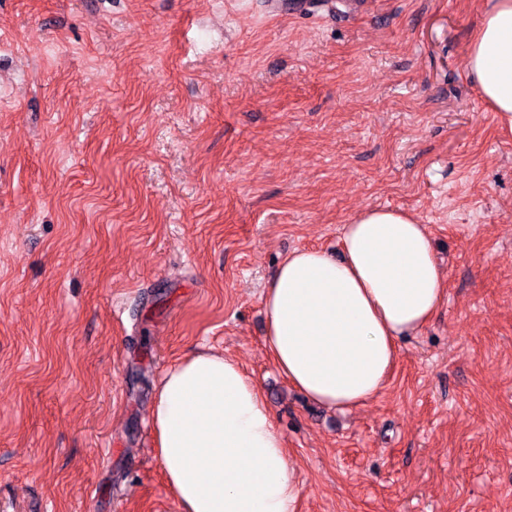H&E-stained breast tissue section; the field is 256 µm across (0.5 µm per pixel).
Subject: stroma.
Wrapping results in <instances>:
<instances>
[{
    "instance_id": "1",
    "label": "stroma",
    "mask_w": 512,
    "mask_h": 512,
    "mask_svg": "<svg viewBox=\"0 0 512 512\" xmlns=\"http://www.w3.org/2000/svg\"><path fill=\"white\" fill-rule=\"evenodd\" d=\"M0 0V512H184L150 410L224 352L297 512H512V134L466 72L485 0ZM426 224L446 298L330 410L266 346L285 255Z\"/></svg>"
}]
</instances>
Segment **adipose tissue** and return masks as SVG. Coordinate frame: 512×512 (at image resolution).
Instances as JSON below:
<instances>
[{"label": "adipose tissue", "instance_id": "obj_1", "mask_svg": "<svg viewBox=\"0 0 512 512\" xmlns=\"http://www.w3.org/2000/svg\"><path fill=\"white\" fill-rule=\"evenodd\" d=\"M466 70L512 131V0H489ZM342 258L292 251L262 295L266 348L288 381L328 408L383 389L400 340L443 304L427 225L368 208L345 225ZM165 477L186 512H296L297 467L258 386L223 353L200 351L162 377L151 409Z\"/></svg>", "mask_w": 512, "mask_h": 512}]
</instances>
